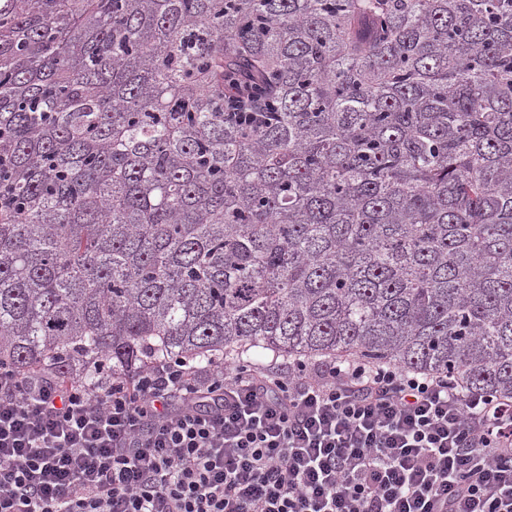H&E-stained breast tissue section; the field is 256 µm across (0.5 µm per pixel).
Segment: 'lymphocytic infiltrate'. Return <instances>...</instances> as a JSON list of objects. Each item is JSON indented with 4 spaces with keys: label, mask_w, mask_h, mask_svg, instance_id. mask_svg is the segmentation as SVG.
<instances>
[{
    "label": "lymphocytic infiltrate",
    "mask_w": 512,
    "mask_h": 512,
    "mask_svg": "<svg viewBox=\"0 0 512 512\" xmlns=\"http://www.w3.org/2000/svg\"><path fill=\"white\" fill-rule=\"evenodd\" d=\"M0 512H512V399L360 360L0 370Z\"/></svg>",
    "instance_id": "f902f5d3"
}]
</instances>
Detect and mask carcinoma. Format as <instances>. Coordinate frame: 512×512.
Segmentation results:
<instances>
[{
    "mask_svg": "<svg viewBox=\"0 0 512 512\" xmlns=\"http://www.w3.org/2000/svg\"><path fill=\"white\" fill-rule=\"evenodd\" d=\"M252 348L512 398V0H0V366Z\"/></svg>",
    "mask_w": 512,
    "mask_h": 512,
    "instance_id": "carcinoma-1",
    "label": "carcinoma"
}]
</instances>
